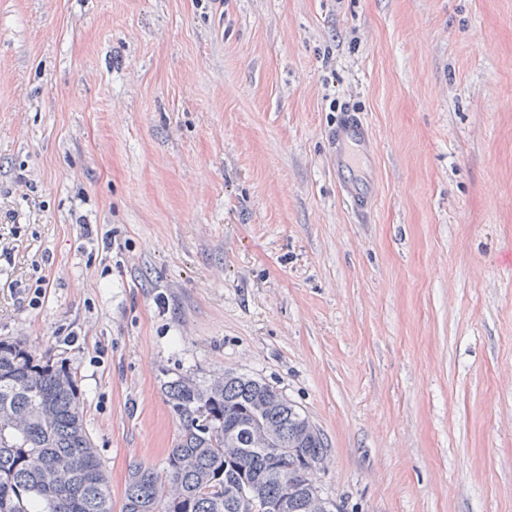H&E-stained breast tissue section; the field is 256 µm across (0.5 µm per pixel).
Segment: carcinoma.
Segmentation results:
<instances>
[{
	"instance_id": "cac0c4a2",
	"label": "carcinoma",
	"mask_w": 512,
	"mask_h": 512,
	"mask_svg": "<svg viewBox=\"0 0 512 512\" xmlns=\"http://www.w3.org/2000/svg\"><path fill=\"white\" fill-rule=\"evenodd\" d=\"M179 433L167 480L131 465L123 512H240L238 500L293 491L289 512H319L310 478L325 461L320 429L274 386L226 373L209 383L181 375L166 385ZM288 454L253 445L261 429ZM0 512H112V495L85 429L74 375L0 337Z\"/></svg>"
}]
</instances>
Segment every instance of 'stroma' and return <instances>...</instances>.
<instances>
[{
	"label": "stroma",
	"mask_w": 512,
	"mask_h": 512,
	"mask_svg": "<svg viewBox=\"0 0 512 512\" xmlns=\"http://www.w3.org/2000/svg\"><path fill=\"white\" fill-rule=\"evenodd\" d=\"M0 242L48 280L0 337L74 374L112 512L166 382L227 371L320 428L342 512H512V0H0ZM367 128L355 113L345 109L331 129L329 141L332 155L339 172L351 170L356 150H364L367 142ZM342 187L344 195L353 209L358 214H365L369 208V193L354 182L347 180L343 181Z\"/></svg>",
	"instance_id": "obj_1"
}]
</instances>
